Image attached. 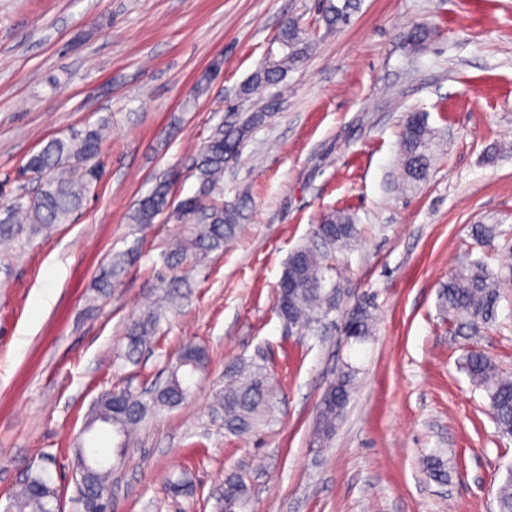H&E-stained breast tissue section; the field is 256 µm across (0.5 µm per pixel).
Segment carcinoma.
<instances>
[{
	"label": "carcinoma",
	"instance_id": "cac0c4a2",
	"mask_svg": "<svg viewBox=\"0 0 512 512\" xmlns=\"http://www.w3.org/2000/svg\"><path fill=\"white\" fill-rule=\"evenodd\" d=\"M355 0H327L322 20L328 31L339 30L350 22ZM282 51L265 57L259 68L242 86L241 94L250 96L269 85L279 83L285 74L300 64L314 46L299 22L285 20L274 38ZM259 113L242 123L216 127L206 145L193 160L192 174L199 180L195 195L171 206V182L164 179L139 205L137 221L151 224L162 214L189 224L186 234L172 243L168 256L169 271L203 262L210 253L224 249L233 238L242 218L241 206L218 204L214 195L224 184V168L237 161L241 145L250 130L260 123ZM109 122L102 120L67 138H52L27 162L37 181L32 191H23L7 206H1L0 240L23 243L34 235L49 236L53 228L65 223L79 210L86 196L101 178L98 157L108 137ZM435 131L423 114L408 117L400 139V164L404 180L409 184L424 182L429 174L431 158L428 147ZM499 235L498 225L480 222L471 225V237L479 244L491 243ZM359 237L354 218L343 210L326 214L314 227L312 242L295 249L280 278L290 284L280 288L277 305L286 307L285 316L300 331L329 317L335 311L336 285L341 272L332 263L333 254L349 249ZM508 273L494 272L479 261L453 272L439 292L440 307L477 331L495 322L500 288L512 280V263ZM125 271V260L111 258L99 270L94 288L105 295ZM163 307L148 310L131 320L125 332V355L132 359L146 346L159 328ZM374 320L371 301L360 300L346 314L343 334L362 343L373 335ZM208 357L203 346L185 343L171 363L165 380L149 391L131 388L104 390L91 409L87 432L107 423L119 441L117 455L130 446L132 435L144 420L157 412L173 409L193 393L188 386L191 375L206 371ZM461 369L481 387L489 399V408L498 435L512 438V379L499 375L493 360L481 349L468 350L462 357ZM356 376L351 363L340 367L325 389L316 411L312 447H326L348 405ZM275 408L272 391L266 384L263 369L240 363L224 373V382L215 392L214 412L232 435L249 433L265 422ZM75 455L80 475L79 500L83 512H107L112 468L91 461L85 440L79 439ZM423 468L436 481L447 479L443 459L435 454L422 460ZM61 491L51 475L42 467L30 474L11 497V512H53ZM499 512H512V469L497 492ZM247 486L243 477L233 473L224 479V512H246Z\"/></svg>",
	"mask_w": 512,
	"mask_h": 512
}]
</instances>
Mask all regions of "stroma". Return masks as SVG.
Listing matches in <instances>:
<instances>
[{
  "mask_svg": "<svg viewBox=\"0 0 512 512\" xmlns=\"http://www.w3.org/2000/svg\"><path fill=\"white\" fill-rule=\"evenodd\" d=\"M325 0H0V202L51 138L101 120L112 139L101 181L49 238L0 247V512L44 467L62 512H82L72 442L102 390L163 377L179 347L205 345L195 395L142 424L115 473L114 512H220L226 472L242 473L248 512H498L512 468L485 392L460 363L480 347L512 378V282L497 318L473 335L438 306L451 272L512 250V0H357L350 24L324 33ZM316 47L275 86L244 98L287 17ZM428 36L414 47V25ZM264 113L224 172L223 201L242 200L235 239L184 284L151 345L124 356L125 327L152 307L181 225L135 210L159 178L192 196L191 158L218 124ZM436 132L427 181L402 188L399 135L409 113ZM361 228L337 254L339 313L308 335L288 331L275 290L291 253L322 216ZM502 222L494 249L470 227ZM129 260L116 288L93 283L112 256ZM374 299V334L347 341L340 313ZM262 365L276 393L271 421L225 433L212 396L239 361ZM357 369L326 448L311 437L337 368ZM441 453L439 483L421 460Z\"/></svg>",
  "mask_w": 512,
  "mask_h": 512,
  "instance_id": "obj_1",
  "label": "stroma"
}]
</instances>
